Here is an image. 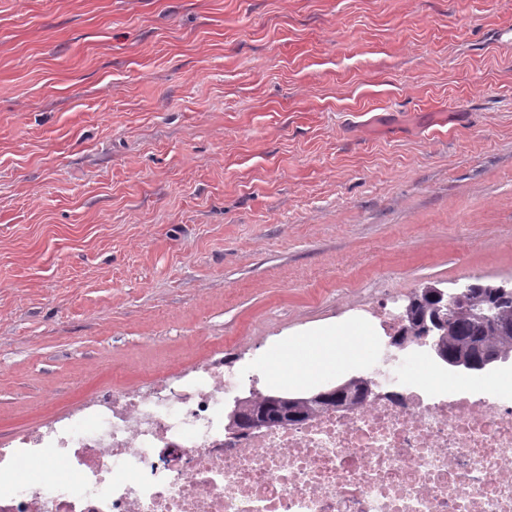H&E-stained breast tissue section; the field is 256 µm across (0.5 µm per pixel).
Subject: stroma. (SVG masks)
<instances>
[{"mask_svg": "<svg viewBox=\"0 0 512 512\" xmlns=\"http://www.w3.org/2000/svg\"><path fill=\"white\" fill-rule=\"evenodd\" d=\"M474 278L512 280V0H0V446Z\"/></svg>", "mask_w": 512, "mask_h": 512, "instance_id": "1", "label": "stroma"}]
</instances>
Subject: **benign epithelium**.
Instances as JSON below:
<instances>
[{"mask_svg": "<svg viewBox=\"0 0 512 512\" xmlns=\"http://www.w3.org/2000/svg\"><path fill=\"white\" fill-rule=\"evenodd\" d=\"M467 301L478 309L476 318L486 332L509 331L512 323L499 317L502 307L512 302V284L481 285L467 283ZM455 291L430 286L415 293L404 305L397 329L390 338V345L403 349L418 341L433 352L436 360L459 373L479 372L502 360L479 336L466 353H453L446 345L452 334V317L449 302L458 297ZM375 393L369 380L352 377L334 386L306 395H289L283 392L265 393L251 389L237 396L224 409V426L236 436L260 428H276L306 422L329 410H349L361 400Z\"/></svg>", "mask_w": 512, "mask_h": 512, "instance_id": "1", "label": "benign epithelium"}]
</instances>
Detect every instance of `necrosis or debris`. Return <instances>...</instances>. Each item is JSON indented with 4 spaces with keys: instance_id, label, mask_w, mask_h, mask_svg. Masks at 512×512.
<instances>
[{
    "instance_id": "necrosis-or-debris-1",
    "label": "necrosis or debris",
    "mask_w": 512,
    "mask_h": 512,
    "mask_svg": "<svg viewBox=\"0 0 512 512\" xmlns=\"http://www.w3.org/2000/svg\"><path fill=\"white\" fill-rule=\"evenodd\" d=\"M390 361L359 406L243 437L220 353L168 391L104 393L0 448V512H512V388L401 384ZM23 459L43 466L19 478Z\"/></svg>"
}]
</instances>
